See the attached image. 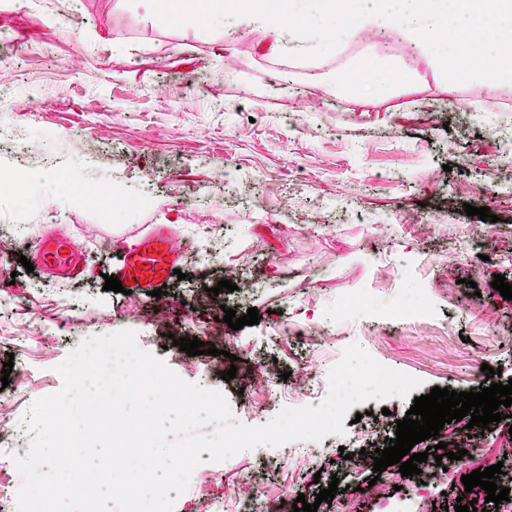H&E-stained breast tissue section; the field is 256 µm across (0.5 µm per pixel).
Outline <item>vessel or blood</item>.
I'll use <instances>...</instances> for the list:
<instances>
[{"mask_svg":"<svg viewBox=\"0 0 512 512\" xmlns=\"http://www.w3.org/2000/svg\"><path fill=\"white\" fill-rule=\"evenodd\" d=\"M71 246V240L63 237L43 239L40 245L43 267L76 276L79 257ZM181 258L171 225L152 224L134 246L125 249L123 263L115 276L122 283L130 284L133 293L143 296L148 291L161 288Z\"/></svg>","mask_w":512,"mask_h":512,"instance_id":"1","label":"vessel or blood"}]
</instances>
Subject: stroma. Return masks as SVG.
Wrapping results in <instances>:
<instances>
[{
    "instance_id": "stroma-1",
    "label": "stroma",
    "mask_w": 512,
    "mask_h": 512,
    "mask_svg": "<svg viewBox=\"0 0 512 512\" xmlns=\"http://www.w3.org/2000/svg\"><path fill=\"white\" fill-rule=\"evenodd\" d=\"M0 31L9 36L0 55L16 57L0 69L13 91L0 123L26 145L0 147V173L21 167L38 184L0 198V297L10 299L0 363H14L0 410L15 423L62 390L58 367L74 348L122 329L185 381L223 394L247 426L303 400L253 379L248 352L276 357L284 372L310 367L320 382L354 343L429 389L480 391L485 364L512 378V300L491 285L497 274L512 283V181L489 174L508 161L512 83L451 82L443 55L397 31L273 52L261 30L231 18L203 26L167 2L148 15L137 0H20L0 8ZM371 57L413 80L382 92L348 85ZM48 159L66 187L113 185L116 216L72 210L67 191L45 179ZM144 189L149 205L125 210ZM468 204L489 207L497 222L466 215ZM214 207L223 223H212ZM167 223L184 257L166 296L104 290L123 248ZM56 229L82 251V277L22 267L20 256ZM233 267L236 290L215 296ZM417 285L428 318L352 316L331 338L304 332L356 289L375 288L385 307ZM228 307L257 308L260 321L225 329L223 355L171 345L205 338ZM232 367L235 378L222 380ZM344 464L343 452H330L317 476L281 450L243 451L218 463L224 483L192 475L173 512H193L200 497L221 501L220 512L250 503L262 512L269 500L293 512L303 486L327 488Z\"/></svg>"
}]
</instances>
